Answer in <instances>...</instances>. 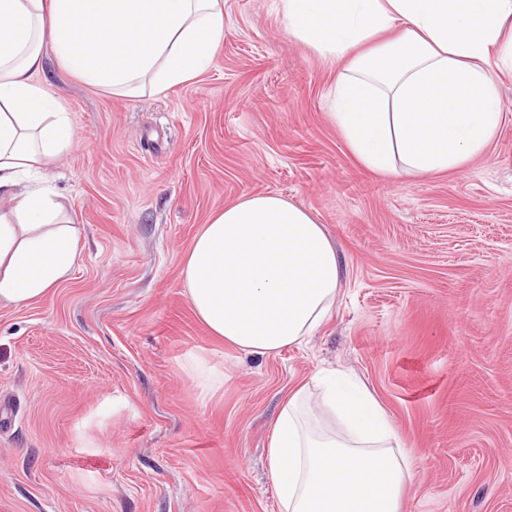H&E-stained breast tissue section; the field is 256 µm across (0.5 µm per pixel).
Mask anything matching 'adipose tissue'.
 Returning a JSON list of instances; mask_svg holds the SVG:
<instances>
[{
    "instance_id": "obj_1",
    "label": "adipose tissue",
    "mask_w": 512,
    "mask_h": 512,
    "mask_svg": "<svg viewBox=\"0 0 512 512\" xmlns=\"http://www.w3.org/2000/svg\"><path fill=\"white\" fill-rule=\"evenodd\" d=\"M289 36L345 62L330 119L386 177L464 168L497 134L494 65L512 62V0H279ZM224 41L221 0H0V302L25 305L71 272L78 229L43 182L72 126L34 80L46 51L87 84L135 98L186 83ZM187 299L210 336L255 355L301 344L330 317L336 249L278 194L214 213L181 257ZM295 388L274 420L267 477L279 512H400L410 478L394 422L347 372Z\"/></svg>"
}]
</instances>
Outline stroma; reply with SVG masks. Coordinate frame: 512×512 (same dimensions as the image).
<instances>
[{
    "label": "stroma",
    "mask_w": 512,
    "mask_h": 512,
    "mask_svg": "<svg viewBox=\"0 0 512 512\" xmlns=\"http://www.w3.org/2000/svg\"><path fill=\"white\" fill-rule=\"evenodd\" d=\"M222 3L210 67L162 94L112 96L52 54L36 77L70 116L46 183L80 238L54 292L0 304V512H278L273 421L328 368L394 422L400 512H512V69L483 155L391 181L328 116L340 64L290 37L276 0ZM265 193L324 225L343 283L315 336L260 356L209 336L180 258ZM196 359L224 375L205 398Z\"/></svg>",
    "instance_id": "35a3bbf8"
}]
</instances>
